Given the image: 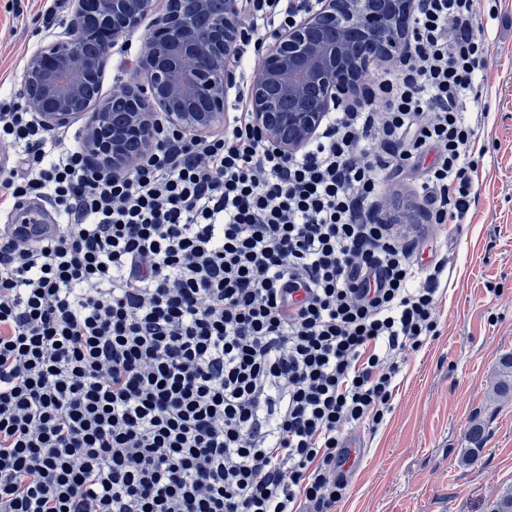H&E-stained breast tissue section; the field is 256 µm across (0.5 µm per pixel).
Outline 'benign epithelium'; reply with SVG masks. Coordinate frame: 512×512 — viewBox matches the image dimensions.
Returning <instances> with one entry per match:
<instances>
[{"mask_svg":"<svg viewBox=\"0 0 512 512\" xmlns=\"http://www.w3.org/2000/svg\"><path fill=\"white\" fill-rule=\"evenodd\" d=\"M65 37L33 50L22 76L23 97L48 129L84 119L82 148L97 167L128 172L160 123L199 140L224 126L235 86L247 0H166L145 36L134 80L119 100L93 93L109 49L96 56L83 43L117 44L139 28L154 0H71ZM417 0H316L299 20L268 32L267 51L249 87L253 122L288 157L319 132L327 113L358 92L370 59L397 65L405 25Z\"/></svg>","mask_w":512,"mask_h":512,"instance_id":"obj_1","label":"benign epithelium"}]
</instances>
